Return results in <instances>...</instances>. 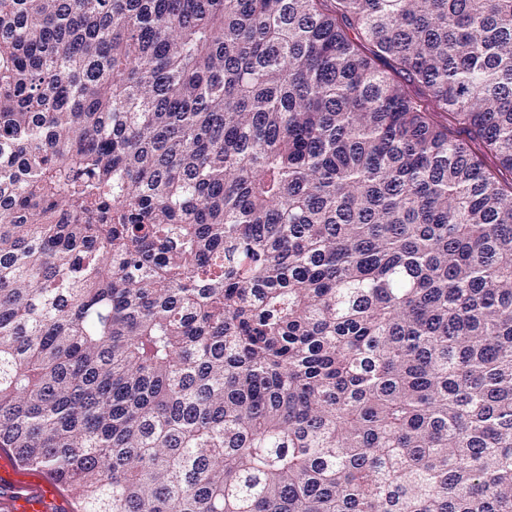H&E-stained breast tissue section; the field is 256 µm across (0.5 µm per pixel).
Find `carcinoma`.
Wrapping results in <instances>:
<instances>
[{"label": "carcinoma", "instance_id": "carcinoma-1", "mask_svg": "<svg viewBox=\"0 0 512 512\" xmlns=\"http://www.w3.org/2000/svg\"><path fill=\"white\" fill-rule=\"evenodd\" d=\"M0 448L78 512H512V0H0Z\"/></svg>", "mask_w": 512, "mask_h": 512}]
</instances>
